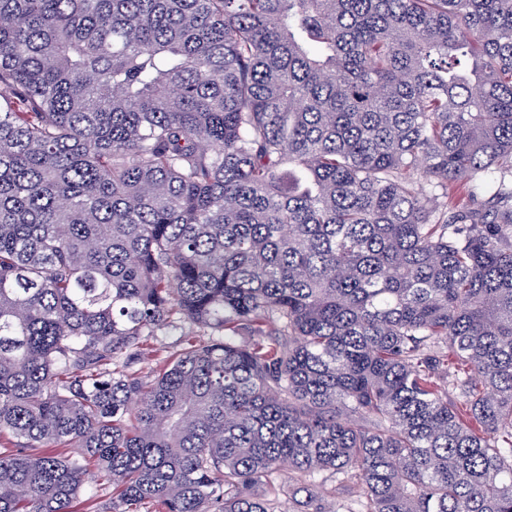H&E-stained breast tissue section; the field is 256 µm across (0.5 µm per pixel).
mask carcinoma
Returning <instances> with one entry per match:
<instances>
[{"label": "carcinoma", "mask_w": 512, "mask_h": 512, "mask_svg": "<svg viewBox=\"0 0 512 512\" xmlns=\"http://www.w3.org/2000/svg\"><path fill=\"white\" fill-rule=\"evenodd\" d=\"M282 471L512 512V0H0V512ZM176 339L177 336H169L165 333H159V336H155L153 347L157 351L156 356L153 357V360L136 365L134 367L136 373L142 377L152 375L154 371L160 368L161 362L177 350Z\"/></svg>", "instance_id": "cac0c4a2"}]
</instances>
